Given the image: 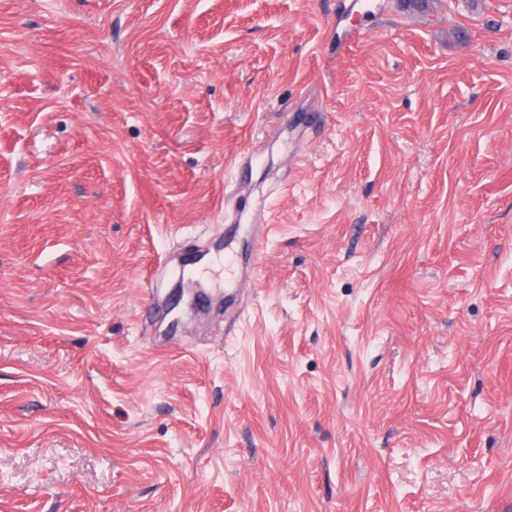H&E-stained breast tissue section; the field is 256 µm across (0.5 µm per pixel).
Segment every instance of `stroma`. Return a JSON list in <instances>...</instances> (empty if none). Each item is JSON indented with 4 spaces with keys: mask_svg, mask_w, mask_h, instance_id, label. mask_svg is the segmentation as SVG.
<instances>
[{
    "mask_svg": "<svg viewBox=\"0 0 512 512\" xmlns=\"http://www.w3.org/2000/svg\"><path fill=\"white\" fill-rule=\"evenodd\" d=\"M0 512H512V0H0Z\"/></svg>",
    "mask_w": 512,
    "mask_h": 512,
    "instance_id": "stroma-1",
    "label": "stroma"
}]
</instances>
